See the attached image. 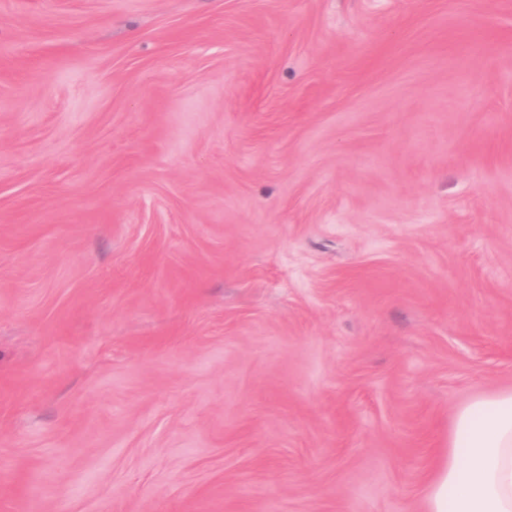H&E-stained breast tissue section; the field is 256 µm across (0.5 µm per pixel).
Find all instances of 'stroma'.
<instances>
[{"label":"stroma","instance_id":"stroma-1","mask_svg":"<svg viewBox=\"0 0 512 512\" xmlns=\"http://www.w3.org/2000/svg\"><path fill=\"white\" fill-rule=\"evenodd\" d=\"M512 391V0H0V512H425Z\"/></svg>","mask_w":512,"mask_h":512}]
</instances>
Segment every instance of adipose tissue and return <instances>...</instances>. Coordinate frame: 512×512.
Segmentation results:
<instances>
[{
	"label": "adipose tissue",
	"mask_w": 512,
	"mask_h": 512,
	"mask_svg": "<svg viewBox=\"0 0 512 512\" xmlns=\"http://www.w3.org/2000/svg\"><path fill=\"white\" fill-rule=\"evenodd\" d=\"M426 504V512H512V391L457 411Z\"/></svg>",
	"instance_id": "adipose-tissue-1"
}]
</instances>
